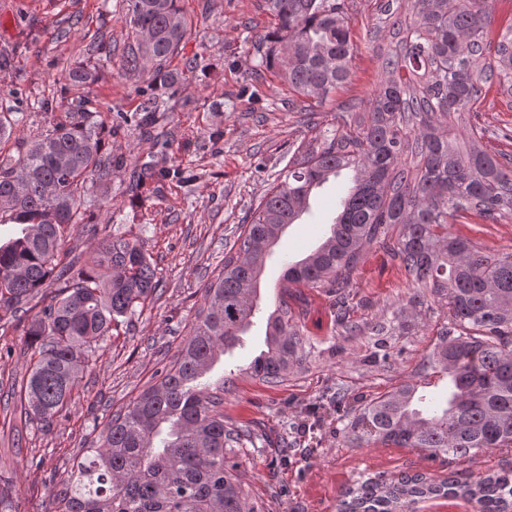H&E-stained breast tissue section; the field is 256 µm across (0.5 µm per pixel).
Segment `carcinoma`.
Returning <instances> with one entry per match:
<instances>
[{
    "instance_id": "cac0c4a2",
    "label": "carcinoma",
    "mask_w": 512,
    "mask_h": 512,
    "mask_svg": "<svg viewBox=\"0 0 512 512\" xmlns=\"http://www.w3.org/2000/svg\"><path fill=\"white\" fill-rule=\"evenodd\" d=\"M130 72L148 74V99L136 125L151 132L182 75L167 69L188 34L178 0H127ZM276 28L262 38L260 65L275 68L299 95L322 104L349 77L357 52L345 0H265ZM488 0H413L406 14L381 5L391 46L384 79L366 115L301 145L286 170L251 207L247 223L204 288L175 359L154 373L125 409L92 420L86 449L53 494L56 512H257L229 462V449L258 435L224 424L226 379L212 386L198 373L250 329L266 252L312 192L353 172L346 208L332 236L288 265L286 285L325 288L338 296L334 321L348 336L380 334V323L350 319L344 288L365 245L380 241L416 292L447 301L460 332L442 328L427 367L450 377L448 398L404 384L353 409L347 428L361 444L421 448L456 458L512 452V251L483 254L448 231L464 214L497 223L512 218V158L501 162L440 130L480 111L486 85L512 91V21L492 35ZM76 86L96 82L97 67L74 65ZM96 113H66L31 149L0 159V211L21 226L0 242V321L26 313L48 283L49 303L24 326L34 349L24 387L26 420L42 427L67 411L80 374L101 342L157 293L156 269L139 243L113 237L90 247L72 276L59 253L88 180L110 174ZM266 349L249 371L276 386L302 357L306 340L288 299L268 315ZM17 489L0 479V512H17ZM466 498L476 512H512V466L472 480L402 473L360 476L340 495L337 512H416L432 498Z\"/></svg>"
}]
</instances>
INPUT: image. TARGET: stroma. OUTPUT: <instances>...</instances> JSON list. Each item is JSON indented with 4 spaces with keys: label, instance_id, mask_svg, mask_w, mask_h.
<instances>
[{
    "label": "stroma",
    "instance_id": "35a3bbf8",
    "mask_svg": "<svg viewBox=\"0 0 512 512\" xmlns=\"http://www.w3.org/2000/svg\"><path fill=\"white\" fill-rule=\"evenodd\" d=\"M383 2L347 0L358 51L347 82L319 105L291 90L276 69L260 67L256 42L275 26L264 0H179L189 34L168 67L183 80L146 137L131 117L141 107L148 77L121 63L129 31L126 0H0V53L6 57L0 112L15 121L11 135L0 139V154L14 157L31 148L65 112L96 109L112 172L91 185L86 201L92 212L74 225L60 258L74 262L110 234L139 241L160 280L141 313L90 358L68 416L44 429L21 414L20 384L33 359L22 329L0 327V347H12L11 355L0 358V477L18 488L19 512H51L52 490L93 439L91 420L128 404L151 384L159 365L174 359L212 271L296 148L340 128L344 107L367 111L390 43L384 36L368 37ZM77 61L97 63L98 81L71 85L67 69ZM473 121L482 138L472 139L471 127L456 124L459 141L476 142L497 157L512 155V107L497 89L488 91ZM339 187L329 181L314 217L288 227L270 249L261 276L264 312L280 296L288 298L307 341L301 364L277 386L247 373L264 347L261 323L224 354L225 369L237 372L224 394V420L252 425L265 439L235 448L229 459L239 464L236 475L249 501L264 512H336L341 492L362 475L476 477L512 463V452L431 458L414 448L361 447L345 434L337 389L365 401L406 383L425 391L447 389V377L426 362L450 315L444 300L433 295L422 306L407 307L413 286L398 262L381 244L367 246L345 294L353 319L393 324L385 339L391 356L375 363V336H345L336 329L333 294L285 287L284 261H298L322 242L321 219L334 210ZM449 230L487 255L512 251V220L490 224L467 214Z\"/></svg>",
    "mask_w": 512,
    "mask_h": 512
}]
</instances>
